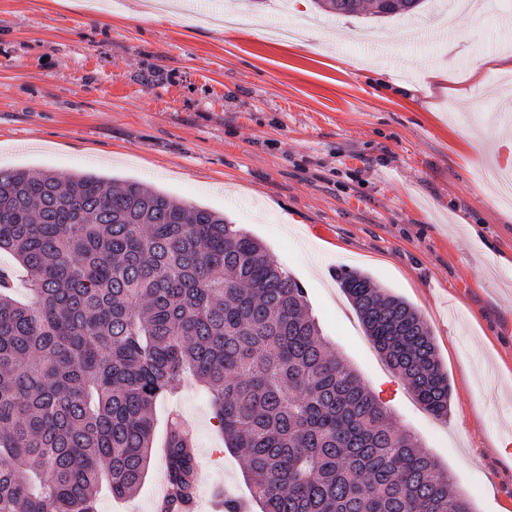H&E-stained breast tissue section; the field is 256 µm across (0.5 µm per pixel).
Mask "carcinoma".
Masks as SVG:
<instances>
[{
	"label": "carcinoma",
	"instance_id": "cac0c4a2",
	"mask_svg": "<svg viewBox=\"0 0 512 512\" xmlns=\"http://www.w3.org/2000/svg\"><path fill=\"white\" fill-rule=\"evenodd\" d=\"M328 11L412 14L424 0H318ZM0 512H96L130 496L154 445L153 405L190 370L261 512H475L330 348L305 288L224 215L95 174L0 170ZM336 281L388 366L435 417L448 373L407 301L341 269ZM169 477L196 457L177 423Z\"/></svg>",
	"mask_w": 512,
	"mask_h": 512
}]
</instances>
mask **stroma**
<instances>
[{
    "label": "stroma",
    "mask_w": 512,
    "mask_h": 512,
    "mask_svg": "<svg viewBox=\"0 0 512 512\" xmlns=\"http://www.w3.org/2000/svg\"><path fill=\"white\" fill-rule=\"evenodd\" d=\"M125 0H0V170L137 181L224 214L307 291L331 348L477 512H512V206L482 172L512 167V5L416 14L326 11L317 0H214L159 20ZM447 72L432 84L430 69ZM350 268L412 304L448 372L451 409H423L336 284ZM196 432L204 495L260 512L209 394L153 407ZM158 469L96 512H156Z\"/></svg>",
    "instance_id": "1"
}]
</instances>
